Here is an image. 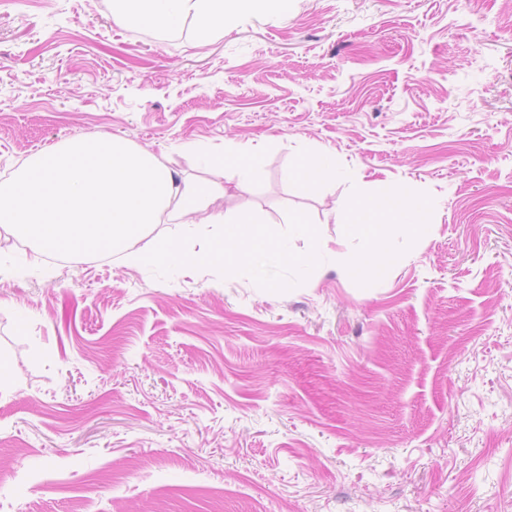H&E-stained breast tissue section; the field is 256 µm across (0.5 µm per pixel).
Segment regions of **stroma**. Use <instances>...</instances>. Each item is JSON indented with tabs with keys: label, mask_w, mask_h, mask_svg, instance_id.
I'll return each instance as SVG.
<instances>
[{
	"label": "stroma",
	"mask_w": 512,
	"mask_h": 512,
	"mask_svg": "<svg viewBox=\"0 0 512 512\" xmlns=\"http://www.w3.org/2000/svg\"><path fill=\"white\" fill-rule=\"evenodd\" d=\"M101 134L200 183L240 147L216 207L291 256L199 262L230 227L181 219L138 244L163 263L0 235V512H512V0L269 2L207 39L0 0V181ZM402 192L423 224L358 269L352 201Z\"/></svg>",
	"instance_id": "1"
}]
</instances>
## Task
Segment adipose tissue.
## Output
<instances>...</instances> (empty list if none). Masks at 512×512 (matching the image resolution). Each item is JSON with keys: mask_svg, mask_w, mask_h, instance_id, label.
Here are the masks:
<instances>
[{"mask_svg": "<svg viewBox=\"0 0 512 512\" xmlns=\"http://www.w3.org/2000/svg\"><path fill=\"white\" fill-rule=\"evenodd\" d=\"M264 0H113L112 15L123 25L168 27L192 19L202 36L223 32L227 21L260 8ZM223 185L207 187L181 179L153 155L109 137L72 140L31 156L0 183V229L32 241L37 252L80 254L102 249L122 253L132 263L175 257L179 246L161 242L150 253L136 250L165 215H197L206 224L224 223L214 201ZM352 227L367 252L366 267L376 270L388 257L383 240L400 226L422 221V205L401 195L396 203L355 200ZM262 232L251 218H240L232 245L208 254V261L234 266L242 252L264 250Z\"/></svg>", "mask_w": 512, "mask_h": 512, "instance_id": "adipose-tissue-1", "label": "adipose tissue"}]
</instances>
